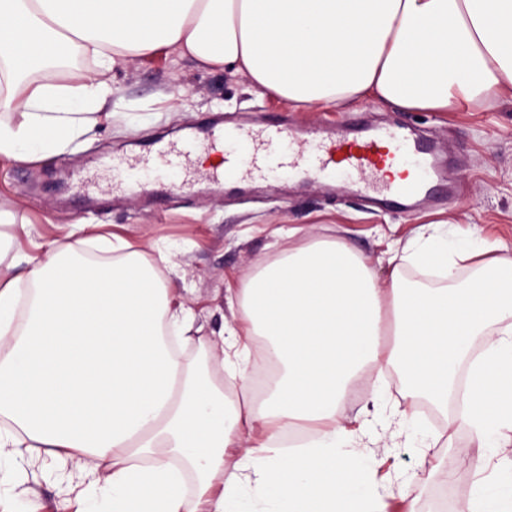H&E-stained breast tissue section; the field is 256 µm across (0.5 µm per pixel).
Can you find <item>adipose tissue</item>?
<instances>
[{
  "mask_svg": "<svg viewBox=\"0 0 512 512\" xmlns=\"http://www.w3.org/2000/svg\"><path fill=\"white\" fill-rule=\"evenodd\" d=\"M163 50L299 107L512 104V0H0V158L66 153L111 123L112 70ZM75 55L92 68L62 82ZM27 232L0 209V449L76 459L85 512H371L378 462L340 419L370 366L442 408L466 369L473 447L512 444V259L443 237L397 263L451 278L467 262L477 277L434 290L396 273L382 287L344 243L315 238L228 292L242 322L225 328L220 363L192 364L162 332L190 341L193 315L173 305L159 261L107 235L119 262L90 260L81 240L22 260ZM257 336L279 368L259 401L247 373ZM458 512H512V466Z\"/></svg>",
  "mask_w": 512,
  "mask_h": 512,
  "instance_id": "adipose-tissue-1",
  "label": "adipose tissue"
}]
</instances>
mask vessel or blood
<instances>
[{
  "instance_id": "1",
  "label": "vessel or blood",
  "mask_w": 512,
  "mask_h": 512,
  "mask_svg": "<svg viewBox=\"0 0 512 512\" xmlns=\"http://www.w3.org/2000/svg\"><path fill=\"white\" fill-rule=\"evenodd\" d=\"M294 130L269 123L253 127H231L205 138L189 135L181 142L157 152L122 161L112 167L120 188L142 191L139 173L152 167L170 170L181 181L215 189L234 182L265 180L275 171L293 169L313 180L333 183L352 178L354 187L382 204L428 192L431 183L448 180L443 155L406 134L399 125L364 130L348 136H313L297 147ZM226 142L222 165L207 170L191 168L193 154Z\"/></svg>"
}]
</instances>
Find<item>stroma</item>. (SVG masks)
<instances>
[{
  "label": "stroma",
  "instance_id": "35a3bbf8",
  "mask_svg": "<svg viewBox=\"0 0 512 512\" xmlns=\"http://www.w3.org/2000/svg\"><path fill=\"white\" fill-rule=\"evenodd\" d=\"M110 78L116 106L111 124L47 161L0 160V208L29 224L31 236L21 243L29 254L36 244L66 241L78 225L82 236L112 233L147 258L166 255V282L208 339L207 345L187 346L188 359H213L222 327L239 325L241 313L228 305L227 289L315 236L345 241L381 284L391 277L389 248L425 246L432 232L450 230L487 246L502 242L512 257V106L453 112H408L371 102L342 110L298 108L251 88L231 69L177 64L163 52L130 61ZM268 112L294 125L342 132L358 120L374 127L404 124L450 152L459 188L401 211L376 206L346 186L294 182L285 170L247 190L197 186L171 194L159 207L149 197L112 187L106 163L134 156L141 144L179 137L219 115L254 125ZM373 396L381 408L376 418L366 414ZM413 417L437 425L439 447H430L429 434L408 428ZM342 418L380 463L383 512H457L472 493L476 472L491 476L506 454L502 448L472 449L456 416L442 418L409 401L387 370L359 373L343 400ZM14 467L26 475L9 489L19 512H75L84 484L74 465H66L60 481L47 479L45 463L25 455Z\"/></svg>",
  "mask_w": 512,
  "mask_h": 512
}]
</instances>
